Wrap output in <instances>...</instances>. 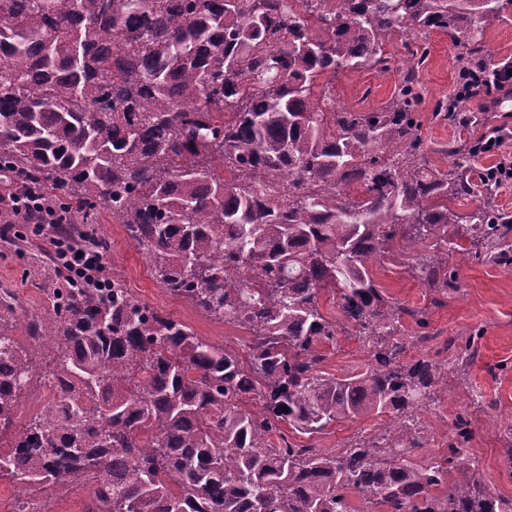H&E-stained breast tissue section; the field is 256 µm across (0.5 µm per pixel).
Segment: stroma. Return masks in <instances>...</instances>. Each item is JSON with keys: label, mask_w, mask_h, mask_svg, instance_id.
<instances>
[{"label": "stroma", "mask_w": 512, "mask_h": 512, "mask_svg": "<svg viewBox=\"0 0 512 512\" xmlns=\"http://www.w3.org/2000/svg\"><path fill=\"white\" fill-rule=\"evenodd\" d=\"M423 43L427 56L416 70L417 103L414 116L420 124L422 149L430 167L448 169L453 159L448 144L473 142L504 136L500 154H483L473 162L474 171L496 164L499 155L512 154V111L491 112L490 91L466 102L471 120L452 125L436 115L440 100L462 86L457 51L448 35L429 33ZM481 60L487 68L512 56V9L505 19L487 25ZM390 69L345 71L331 81V95L337 108L371 112L385 106L394 94L399 70L408 53L400 41L386 45ZM20 241L0 238V292L15 297L16 313L6 329L18 338L27 336V324L43 314L49 305V280L43 267L52 256L48 225L20 221ZM97 231L109 244L106 254L112 275L121 277L126 288L151 309L190 325L198 336L229 349L244 350L248 341L244 329L198 314L186 301L167 294L153 278L150 266L127 237L123 225L109 214H101ZM414 258L405 257L376 267V280L384 296L409 307L426 311V326L406 321L403 342L405 359L424 357L439 364L447 374L434 401L419 411L425 445L415 458L424 461L443 457L453 443L459 418L470 422L467 446L475 470L492 492L512 498V473L503 463L505 439L512 432V264L490 260L482 245L470 248L467 259L449 254L448 267L456 274V286L440 304H433V291L415 278ZM374 354L357 337L340 336L336 346L327 348L321 369L342 378L362 371ZM381 420L362 416L328 427L323 433L307 435L283 426L282 435L299 446L321 452H336L357 441L380 433Z\"/></svg>", "instance_id": "1"}]
</instances>
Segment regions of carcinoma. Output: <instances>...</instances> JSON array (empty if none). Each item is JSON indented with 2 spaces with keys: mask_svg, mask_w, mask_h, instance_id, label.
Masks as SVG:
<instances>
[{
  "mask_svg": "<svg viewBox=\"0 0 512 512\" xmlns=\"http://www.w3.org/2000/svg\"><path fill=\"white\" fill-rule=\"evenodd\" d=\"M512 0H0V172L43 190L70 224L106 210L171 295L249 333L239 354L112 287L60 282L35 347L0 312V479L25 484L19 510L50 512L56 488L92 486L83 512H512L476 479L461 440L417 462V409L442 384L430 360H401L402 319L375 268L428 253L416 277L455 287L448 225L464 222L512 264V215L471 167L427 166L412 115L417 36L440 30L470 64L483 26ZM395 95L372 112L327 111L339 70L387 71ZM453 95L436 114L463 120ZM373 148L381 155L370 153ZM480 144L452 143L474 158ZM484 196L458 216L448 200ZM336 298L343 321L320 300ZM354 334L378 348L345 378L320 370ZM52 352L45 372L34 364ZM57 386L15 429L20 398ZM361 416L377 436L337 453L272 441ZM364 496L363 507L350 497Z\"/></svg>",
  "mask_w": 512,
  "mask_h": 512,
  "instance_id": "1",
  "label": "carcinoma"
}]
</instances>
